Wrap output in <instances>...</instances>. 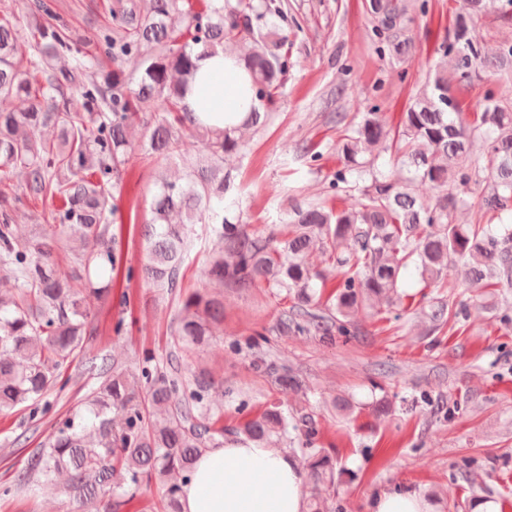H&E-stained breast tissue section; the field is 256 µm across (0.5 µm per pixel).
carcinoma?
<instances>
[{"instance_id": "carcinoma-1", "label": "carcinoma", "mask_w": 512, "mask_h": 512, "mask_svg": "<svg viewBox=\"0 0 512 512\" xmlns=\"http://www.w3.org/2000/svg\"><path fill=\"white\" fill-rule=\"evenodd\" d=\"M108 0L98 51L56 12L53 0H24L0 14V414L37 404L97 333L90 299L106 301L119 263L111 227L127 165L143 155L181 162L183 177L160 174L142 236V280L171 293L182 288L190 225H215L206 276L285 292L291 305L257 336L333 340L399 299L400 275L414 263L425 288L448 268L467 269L483 298L512 287V90L484 91L473 119L466 98L485 75L512 77V41L486 51L477 23L488 15L512 26V0H461L439 46L440 61L397 124L377 109L344 127L341 168L329 182L333 202H299L279 236L248 229L234 212L225 158L244 156V131L266 125L292 67L288 0ZM378 51L403 61L416 55L409 35L428 0H365ZM28 32L30 52L16 44ZM229 51L247 68L260 107L240 127L214 130L189 111L186 97L198 58ZM112 63V69L104 61ZM137 64V76L124 64ZM145 130L134 144L129 130ZM391 151L409 177L378 169ZM23 183L15 186V174ZM482 185L476 204L461 195ZM436 194L414 193V182ZM58 200L45 223L25 234L15 223L24 201ZM317 252L320 264L309 261ZM224 299L209 291L182 296L165 357L147 351L124 369L91 357L97 379L67 411L16 476V489L50 483L70 503L119 512L142 485L163 486V512H180L181 481L224 437L281 448L298 424L277 406L224 434V384L187 372L190 353L217 337ZM278 384L302 385L271 355L262 357ZM301 455L311 487L306 512H328L322 488L335 482L322 448Z\"/></svg>"}]
</instances>
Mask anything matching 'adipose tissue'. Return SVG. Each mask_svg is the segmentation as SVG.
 Wrapping results in <instances>:
<instances>
[{"mask_svg": "<svg viewBox=\"0 0 512 512\" xmlns=\"http://www.w3.org/2000/svg\"><path fill=\"white\" fill-rule=\"evenodd\" d=\"M189 108L204 125L234 129L256 107L251 76L224 52L198 61ZM305 476L287 451L249 441L206 449L182 487V512H302Z\"/></svg>", "mask_w": 512, "mask_h": 512, "instance_id": "1", "label": "adipose tissue"}]
</instances>
